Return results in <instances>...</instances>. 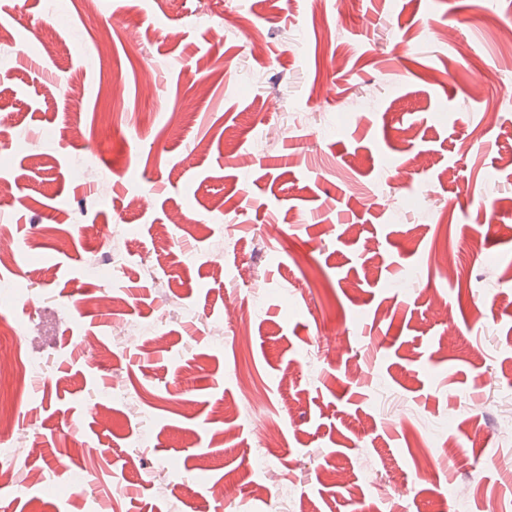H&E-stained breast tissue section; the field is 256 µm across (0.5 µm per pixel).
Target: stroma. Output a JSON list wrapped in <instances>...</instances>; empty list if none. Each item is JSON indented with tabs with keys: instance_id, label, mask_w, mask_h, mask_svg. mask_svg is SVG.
<instances>
[{
	"instance_id": "35a3bbf8",
	"label": "stroma",
	"mask_w": 512,
	"mask_h": 512,
	"mask_svg": "<svg viewBox=\"0 0 512 512\" xmlns=\"http://www.w3.org/2000/svg\"><path fill=\"white\" fill-rule=\"evenodd\" d=\"M502 22L512 0H0V360L38 364L13 416L42 445L0 512H447L453 483L448 512H512Z\"/></svg>"
}]
</instances>
